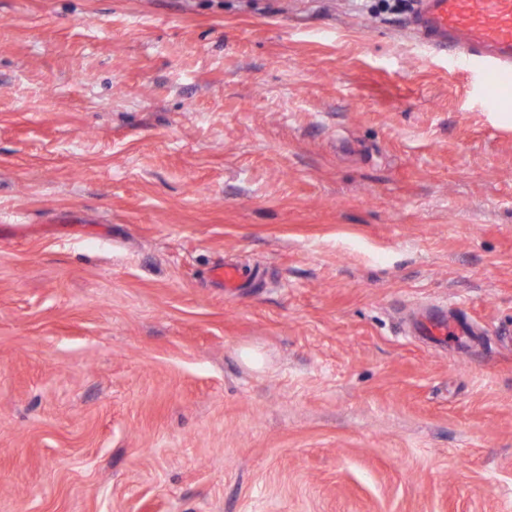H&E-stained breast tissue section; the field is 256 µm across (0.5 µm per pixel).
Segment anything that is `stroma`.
<instances>
[{
	"instance_id": "stroma-1",
	"label": "stroma",
	"mask_w": 512,
	"mask_h": 512,
	"mask_svg": "<svg viewBox=\"0 0 512 512\" xmlns=\"http://www.w3.org/2000/svg\"><path fill=\"white\" fill-rule=\"evenodd\" d=\"M489 97L377 0H0V512H512ZM416 333L419 336H424L428 339L447 337L454 338L457 342H461L465 336L469 335V331L466 327L459 323L448 322L447 318L439 317H426L416 323Z\"/></svg>"
}]
</instances>
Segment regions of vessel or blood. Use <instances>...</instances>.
<instances>
[{
	"mask_svg": "<svg viewBox=\"0 0 512 512\" xmlns=\"http://www.w3.org/2000/svg\"><path fill=\"white\" fill-rule=\"evenodd\" d=\"M407 26L426 50L447 54L451 71L486 82L512 71V0H414ZM416 332L458 341L469 334L439 317L419 320Z\"/></svg>",
	"mask_w": 512,
	"mask_h": 512,
	"instance_id": "obj_1",
	"label": "vessel or blood"
}]
</instances>
